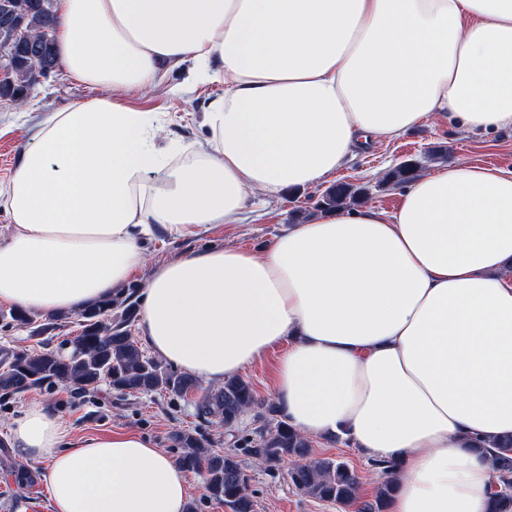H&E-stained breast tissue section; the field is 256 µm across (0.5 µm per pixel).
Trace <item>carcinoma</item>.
I'll list each match as a JSON object with an SVG mask.
<instances>
[{
    "label": "carcinoma",
    "mask_w": 512,
    "mask_h": 512,
    "mask_svg": "<svg viewBox=\"0 0 512 512\" xmlns=\"http://www.w3.org/2000/svg\"><path fill=\"white\" fill-rule=\"evenodd\" d=\"M54 0H0V48L12 50V80L0 83V98L18 101L57 71L59 61L55 47ZM419 167L406 161L392 169L386 182L406 184L418 176ZM365 195L349 182L330 187L320 206L326 210L343 206ZM136 315L134 294L121 292L101 299L78 313L80 332L64 353L50 347V339L39 342L37 349H0V391L19 394L57 383L85 392L104 382L120 396L168 394L183 398L198 390L196 379L173 371L143 354L130 333ZM3 320L30 329L31 336H42L57 328V320L39 323L19 308L0 314ZM196 416L209 421L218 418L224 427L235 430L247 411H258L262 425L255 438L244 439L242 451L269 468L292 459L289 471L292 485L317 500L332 503L352 512H387L393 492L390 475L392 462L372 463L382 477L373 499L361 496L360 482L348 464L339 459L313 460L311 444L284 420H274L275 406L264 405L255 398L251 384L236 376L217 387L203 391L195 401ZM175 447L181 449L179 463L203 475L209 497L224 503L231 512H254L248 492V478L238 453L212 452L197 434L179 431L173 434ZM0 464L19 486L32 483L25 467H15L8 457ZM493 466L500 489L489 505V512H512V442L505 441L493 456Z\"/></svg>",
    "instance_id": "obj_1"
}]
</instances>
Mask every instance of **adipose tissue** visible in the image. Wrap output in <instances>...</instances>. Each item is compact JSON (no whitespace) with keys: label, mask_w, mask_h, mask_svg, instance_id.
<instances>
[{"label":"adipose tissue","mask_w":512,"mask_h":512,"mask_svg":"<svg viewBox=\"0 0 512 512\" xmlns=\"http://www.w3.org/2000/svg\"><path fill=\"white\" fill-rule=\"evenodd\" d=\"M60 66L98 97L48 112L0 186V304L78 312L144 268V237L243 220L254 191L315 187L360 143L431 119L512 129V0H56ZM222 81L209 135L159 143L124 92ZM138 330L212 383L281 350L273 397L306 436L394 463L387 512H487L512 438V170L457 160L400 206L324 211L261 251L154 267ZM17 456L51 512H186L182 466L133 433L70 444L24 403Z\"/></svg>","instance_id":"adipose-tissue-1"}]
</instances>
